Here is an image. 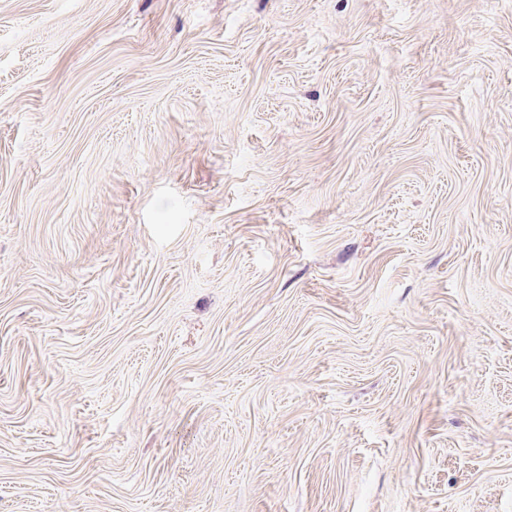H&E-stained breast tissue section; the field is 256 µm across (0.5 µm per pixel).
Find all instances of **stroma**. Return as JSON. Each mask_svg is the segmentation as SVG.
<instances>
[{
	"label": "stroma",
	"instance_id": "obj_1",
	"mask_svg": "<svg viewBox=\"0 0 512 512\" xmlns=\"http://www.w3.org/2000/svg\"><path fill=\"white\" fill-rule=\"evenodd\" d=\"M0 512H512V0H0Z\"/></svg>",
	"mask_w": 512,
	"mask_h": 512
}]
</instances>
